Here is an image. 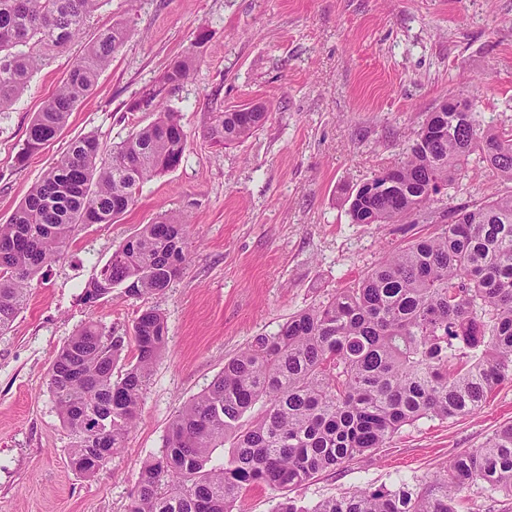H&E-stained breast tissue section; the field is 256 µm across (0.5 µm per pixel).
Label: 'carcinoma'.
Returning a JSON list of instances; mask_svg holds the SVG:
<instances>
[{"label":"carcinoma","instance_id":"1","mask_svg":"<svg viewBox=\"0 0 512 512\" xmlns=\"http://www.w3.org/2000/svg\"><path fill=\"white\" fill-rule=\"evenodd\" d=\"M104 0H0V112L28 87L46 57L78 36ZM130 30H102L54 95L35 113L17 163L23 165L63 130ZM193 59L174 61L152 102L187 82ZM265 112H218L208 136L240 143ZM188 135L177 113L158 117L104 153L98 138L72 142L0 224V332L27 301L31 280L59 261L90 224H110L136 202L144 183L182 161ZM478 156L512 181V130L486 126L475 112H432L397 166L374 177L370 194L349 203L353 224H398L430 210L438 189ZM441 232L387 254L357 283L289 317L277 332L253 337L224 371L175 415L162 454L138 473L129 512H234L241 493L288 488L383 448L405 425L479 411L512 380V194L458 209ZM188 216L170 213L143 227L84 287L95 304L120 286L129 296L157 294L190 259ZM167 325L140 310L131 335L96 322L58 351L48 388L73 439L70 463L93 474L136 425L151 367ZM134 360L113 371L129 343ZM231 440L223 460L213 454ZM480 483L512 496V424L454 457L417 491L361 488L308 508L291 499L273 512H457L461 494Z\"/></svg>","mask_w":512,"mask_h":512}]
</instances>
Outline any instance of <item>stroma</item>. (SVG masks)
Returning a JSON list of instances; mask_svg holds the SVG:
<instances>
[{
    "label": "stroma",
    "instance_id": "35a3bbf8",
    "mask_svg": "<svg viewBox=\"0 0 512 512\" xmlns=\"http://www.w3.org/2000/svg\"><path fill=\"white\" fill-rule=\"evenodd\" d=\"M116 22L130 28L129 39L60 135L17 165L34 113L87 43ZM191 53V79L165 95L188 134L182 162L145 183L117 221L79 231L63 258L34 277L26 305L0 334V512H128L138 472L161 453L174 416L253 336L275 333L357 282L386 252L439 232L454 207L512 194L511 181L474 158L414 223L354 224L348 215L358 187L403 158L444 99L467 97L486 122L512 128V0H105L0 114V223L76 138L94 135L108 149L154 121L146 94L172 60ZM247 103L263 105L266 121L243 142L214 144L213 115ZM171 212L191 219L181 276L155 295L116 287L86 304V283L119 245ZM148 306L163 313L168 333L138 422L95 474L78 472L49 369L80 326L126 333ZM507 423L512 381L477 414L404 426L388 447L305 485L243 492L235 512H271L282 497L311 506L364 487L413 491Z\"/></svg>",
    "mask_w": 512,
    "mask_h": 512
}]
</instances>
